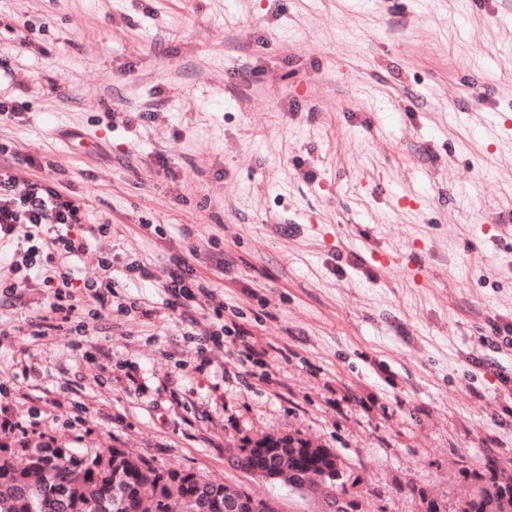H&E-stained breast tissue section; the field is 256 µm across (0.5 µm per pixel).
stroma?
<instances>
[{"label": "stroma", "mask_w": 512, "mask_h": 512, "mask_svg": "<svg viewBox=\"0 0 512 512\" xmlns=\"http://www.w3.org/2000/svg\"><path fill=\"white\" fill-rule=\"evenodd\" d=\"M0 100V166L84 198L86 239L55 328L40 278L0 298L8 453L120 448L279 512L512 483V0H0ZM183 254L213 283L188 321ZM103 256L139 310L93 299ZM288 435L336 479L234 467ZM174 268L169 272V281L165 288L171 299L167 304L173 310L188 308L196 302L198 296L212 293V282L202 276L195 275L194 269L184 256L174 261Z\"/></svg>", "instance_id": "35a3bbf8"}]
</instances>
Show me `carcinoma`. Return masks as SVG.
Returning a JSON list of instances; mask_svg holds the SVG:
<instances>
[{"label":"carcinoma","mask_w":512,"mask_h":512,"mask_svg":"<svg viewBox=\"0 0 512 512\" xmlns=\"http://www.w3.org/2000/svg\"><path fill=\"white\" fill-rule=\"evenodd\" d=\"M257 448H283L288 459L317 486L336 478V456L291 436L263 438ZM236 466L266 478L273 459L240 448ZM202 477L192 471L158 469L141 457L114 448L80 451L74 448L37 449L16 459L0 457V512H171L172 503L183 512H196L195 491ZM229 487L209 483L208 512H224ZM238 512H277L265 498L235 489ZM461 512H512V484L507 490H484Z\"/></svg>","instance_id":"carcinoma-1"}]
</instances>
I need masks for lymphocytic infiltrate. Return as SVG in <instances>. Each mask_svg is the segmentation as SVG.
Returning <instances> with one entry per match:
<instances>
[{
    "label": "lymphocytic infiltrate",
    "instance_id": "lymphocytic-infiltrate-1",
    "mask_svg": "<svg viewBox=\"0 0 512 512\" xmlns=\"http://www.w3.org/2000/svg\"><path fill=\"white\" fill-rule=\"evenodd\" d=\"M16 179L0 169V240L16 239L23 246L21 258L13 260L10 281H0V292L9 294L26 282L31 273L43 275L44 283L52 288L53 312L71 308L74 296L73 279L68 265L61 256H76L84 252L83 236L75 235L80 225L84 203L81 198L62 194L55 185L37 180L28 184L24 193H16ZM43 228L40 244H31L32 231ZM166 288L170 294V308L191 307L197 297L211 293L209 279L195 275L186 258H178L169 272Z\"/></svg>",
    "mask_w": 512,
    "mask_h": 512
}]
</instances>
